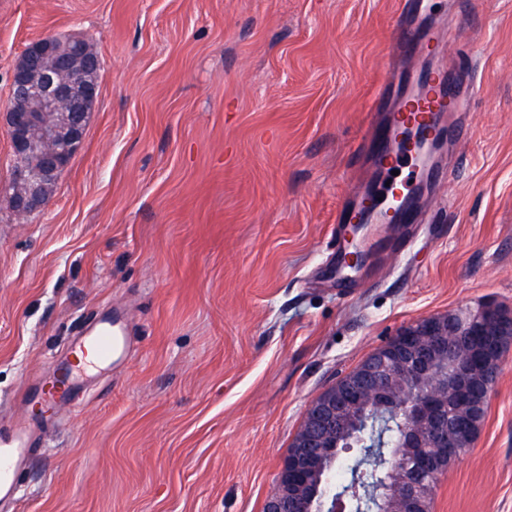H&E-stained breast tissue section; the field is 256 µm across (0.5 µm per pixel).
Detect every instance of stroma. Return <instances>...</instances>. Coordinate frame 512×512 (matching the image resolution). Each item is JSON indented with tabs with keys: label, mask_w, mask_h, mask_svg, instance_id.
I'll return each mask as SVG.
<instances>
[{
	"label": "stroma",
	"mask_w": 512,
	"mask_h": 512,
	"mask_svg": "<svg viewBox=\"0 0 512 512\" xmlns=\"http://www.w3.org/2000/svg\"><path fill=\"white\" fill-rule=\"evenodd\" d=\"M396 0H0V105L34 39L73 33L101 95L49 204L0 196V424L104 311L128 342L48 427L8 512H263L311 402L398 329L512 309V0H432L454 32L396 59ZM477 64L466 142L442 143L412 236L334 285L336 212L371 170L365 110L422 63ZM432 512H512V346Z\"/></svg>",
	"instance_id": "35a3bbf8"
}]
</instances>
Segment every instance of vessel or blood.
I'll use <instances>...</instances> for the list:
<instances>
[{"label": "vessel or blood", "mask_w": 512, "mask_h": 512, "mask_svg": "<svg viewBox=\"0 0 512 512\" xmlns=\"http://www.w3.org/2000/svg\"><path fill=\"white\" fill-rule=\"evenodd\" d=\"M427 0H397V10L393 17L396 32L391 47L392 55H407L416 52L423 45L438 41L436 32L414 29L409 21L424 12ZM424 92L421 96L406 100L399 111L394 112L388 124L382 129V140L375 155L380 173H388L401 168L407 169L405 179L392 180L385 193L408 200L411 186L419 176V165L414 156L402 153L397 145V135L407 128L415 130L431 129L444 132L448 139L463 142L469 137V124L464 116L472 107L474 87L468 74H460L456 79L446 78L444 73L430 72L422 78ZM383 222L386 214L375 210L363 214L359 202H346L336 214V238L344 240L347 225L358 223ZM123 334L114 330L111 315H103L96 326L87 331L72 344L73 355L81 356L89 369H102L113 363L125 349ZM59 374L56 385L49 390L38 391L35 402L45 408V415L37 420L21 424L11 431L0 430V505L14 498L17 478L25 470L33 449L37 445L38 430L55 420L57 407L65 401L77 384V376L72 368L57 365Z\"/></svg>", "instance_id": "obj_1"}]
</instances>
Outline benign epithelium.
<instances>
[{
    "instance_id": "7a95c632",
    "label": "benign epithelium",
    "mask_w": 512,
    "mask_h": 512,
    "mask_svg": "<svg viewBox=\"0 0 512 512\" xmlns=\"http://www.w3.org/2000/svg\"><path fill=\"white\" fill-rule=\"evenodd\" d=\"M99 82V56L77 36L62 39L48 34L25 49L13 70L3 109L6 133L12 154L37 153L42 163L36 169L13 164L8 180L0 184L17 214H34L50 202L58 175L81 148ZM437 143L411 130L398 136L399 148L416 156L430 152ZM484 323L499 337L512 330V311L486 303L409 322L375 348L357 370L327 387L307 409L265 512H328L333 490L326 469L334 467L350 415L362 401L402 416L398 441L406 456L392 485L378 497L376 512H408L420 497V473L458 441L471 445L477 436L471 413L459 415L460 431H448L447 400L452 397L459 408L469 407L474 363L469 337L482 334ZM450 336L458 358L448 381H430L425 391L411 395L405 380L429 378L438 358L448 355Z\"/></svg>"
}]
</instances>
